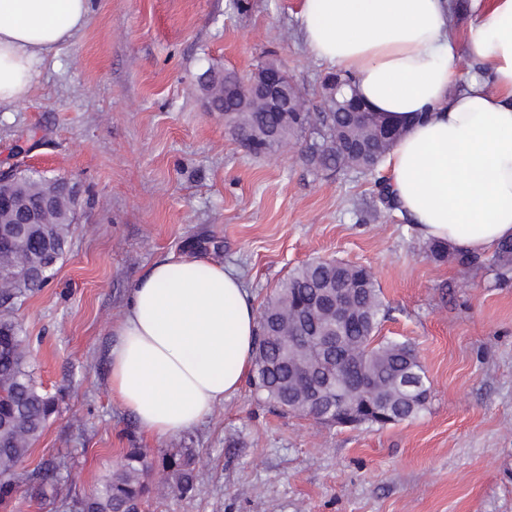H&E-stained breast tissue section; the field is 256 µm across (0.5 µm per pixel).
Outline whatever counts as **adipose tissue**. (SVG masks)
Listing matches in <instances>:
<instances>
[{"label": "adipose tissue", "mask_w": 512, "mask_h": 512, "mask_svg": "<svg viewBox=\"0 0 512 512\" xmlns=\"http://www.w3.org/2000/svg\"><path fill=\"white\" fill-rule=\"evenodd\" d=\"M454 5L303 0L296 20L314 59L351 75L377 119L401 129L387 164L417 235L483 255L512 239V0H470L463 30ZM89 13L90 0H0V105L28 98ZM463 51L470 70L456 89ZM112 330V395L161 440L239 391L257 320L236 268L172 254L137 281Z\"/></svg>", "instance_id": "1"}]
</instances>
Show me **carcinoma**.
<instances>
[{
  "label": "carcinoma",
  "mask_w": 512,
  "mask_h": 512,
  "mask_svg": "<svg viewBox=\"0 0 512 512\" xmlns=\"http://www.w3.org/2000/svg\"><path fill=\"white\" fill-rule=\"evenodd\" d=\"M337 78L340 86L336 89L323 84L328 111H306L288 118V134L308 138L303 156L314 172H337L343 169V160L342 151L336 144L347 134L350 123L359 120L370 127L371 138L367 150L354 155L356 168L371 174L382 164L394 143L393 131L373 123L365 112L356 115L345 112L350 96L344 93V88L351 85L353 77L339 73ZM253 122L272 131L282 127L283 115L256 112ZM21 175L33 185L28 195L32 204L44 192L64 182L61 177L42 174L31 180L25 171ZM373 193L384 208L398 209L385 181L375 182ZM72 222V216L66 214L61 223L42 226L37 240L68 241ZM492 261L506 271L512 268L511 239L498 244ZM52 275L49 271L36 282L20 281L19 297L26 299L42 288ZM338 298L350 307L343 343L329 352L315 350L317 368L306 378L297 377L296 371L282 358L280 331L284 309L290 303L312 300L331 306ZM385 317L380 289L369 269L337 259H316L303 264L289 274L280 291L260 313L254 353V386L282 412L299 413L308 390L334 374L341 385L359 390L358 405L364 407L365 412L357 424L383 426L416 418L426 409L428 376L411 345L378 338ZM31 357L30 342L21 323L0 328V512H8L22 480L31 479L19 472V468L30 457L49 418L57 411V399L44 393L37 382ZM402 372L413 378L414 385L403 387L395 383V377ZM156 466L165 473L172 491L182 496L196 491L192 449L167 452L154 462L140 449L132 448L110 476L90 493L75 500L76 512H129L136 505L148 503L149 488L145 478Z\"/></svg>",
  "instance_id": "1"
}]
</instances>
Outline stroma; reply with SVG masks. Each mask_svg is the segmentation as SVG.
<instances>
[{
  "label": "stroma",
  "mask_w": 512,
  "mask_h": 512,
  "mask_svg": "<svg viewBox=\"0 0 512 512\" xmlns=\"http://www.w3.org/2000/svg\"><path fill=\"white\" fill-rule=\"evenodd\" d=\"M302 0H91L88 24L50 56L29 97L0 106V168L65 178L80 209L49 284L18 305L32 361L59 410L26 470L61 465L58 493L22 483L13 512H65L141 448L196 455L198 491L154 471L148 512H512V270L428 251L375 175L314 174L303 141L257 156L209 111V69L273 62L310 111L328 69L308 53ZM235 266L262 307L316 258L371 269L380 336L409 342L426 409L384 427L274 411L250 382L198 427L157 441L112 399V324L167 254Z\"/></svg>",
  "instance_id": "stroma-1"
}]
</instances>
